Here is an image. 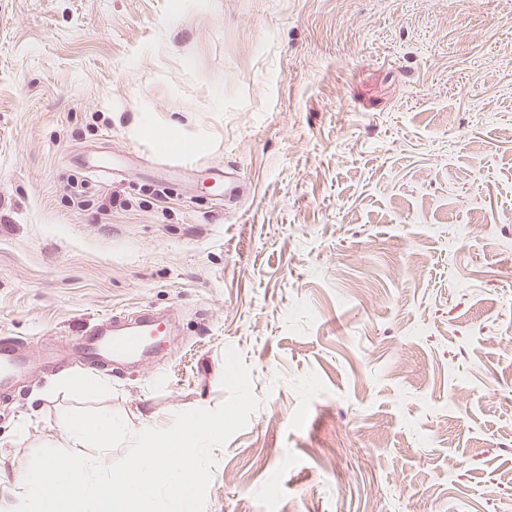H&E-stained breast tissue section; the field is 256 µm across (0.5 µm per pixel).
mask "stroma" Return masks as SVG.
<instances>
[{
    "instance_id": "1",
    "label": "stroma",
    "mask_w": 512,
    "mask_h": 512,
    "mask_svg": "<svg viewBox=\"0 0 512 512\" xmlns=\"http://www.w3.org/2000/svg\"><path fill=\"white\" fill-rule=\"evenodd\" d=\"M142 306L138 367L67 351ZM0 338L53 359L0 507L67 411L219 407L232 347L206 512H512V0H0Z\"/></svg>"
}]
</instances>
